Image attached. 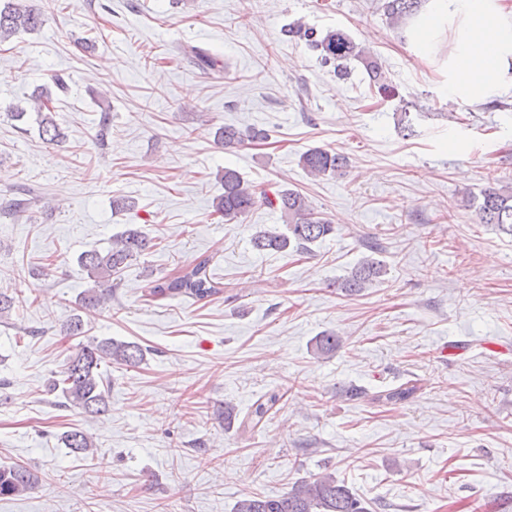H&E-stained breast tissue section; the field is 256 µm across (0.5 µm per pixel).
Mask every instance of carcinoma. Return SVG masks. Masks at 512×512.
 <instances>
[{"instance_id": "cac0c4a2", "label": "carcinoma", "mask_w": 512, "mask_h": 512, "mask_svg": "<svg viewBox=\"0 0 512 512\" xmlns=\"http://www.w3.org/2000/svg\"><path fill=\"white\" fill-rule=\"evenodd\" d=\"M420 0H386L385 11L394 23L415 14ZM46 22L45 11L24 0H0V43L8 41L19 32H34ZM298 37L320 52L324 63L339 66L356 59L365 64L370 78L379 83L384 77L372 60V56L360 47L343 29L324 33L301 23L286 31ZM188 53L203 69L211 70L217 60L202 47L192 46ZM52 89L45 87L27 105L20 103L10 107V114L17 120L24 119L28 112L36 114L38 133L48 144H58L64 132L53 117ZM219 145L226 150L237 148L247 141L268 139L262 130L240 129L232 125L220 127L215 132ZM300 162L314 178L337 175L347 166L346 158L332 150L321 147L305 151ZM224 193L213 202L215 212L231 221H242L257 204L253 186L231 168L224 169L221 177ZM271 206L279 207L285 229L260 228L251 238L252 248L258 252L309 253L315 244L335 232L331 222L316 215L307 198L300 192L281 189L266 198ZM468 202L475 208L481 224L512 238V187H487L478 195L469 196ZM152 247V238L135 224H127L106 250L90 249L78 257L79 265L87 270L92 286L85 289L79 298V308L91 311L102 307L112 298V278L133 260ZM387 264L374 256L363 257L346 275L336 280V287L347 296L357 295L366 288L383 280L387 275ZM220 292L218 283L210 273V258L202 257L182 267L174 277L157 280L151 286L154 296L191 297L198 301ZM342 340L332 331H324L313 340L312 349L319 357H329L340 348ZM145 357V350L137 342L113 338L94 340L80 348L69 358L53 389L61 392L62 406L77 408L91 416L107 412L109 407V380L101 371V365L117 364L134 368ZM423 386L418 381H408L397 387L377 391L370 401L379 406L407 402L413 399ZM282 395L276 390L264 394L253 403L243 416L239 428L247 433L261 426L271 411L281 402ZM65 447L77 458L94 452L92 437L85 431L75 429L64 433ZM41 483L38 472L22 464L0 466V497H18L36 490ZM232 512H369L366 504L357 498L344 481L333 473H323L310 480L296 482L280 496H265L256 492L243 494L234 504Z\"/></svg>"}]
</instances>
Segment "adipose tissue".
<instances>
[{
	"label": "adipose tissue",
	"instance_id": "1",
	"mask_svg": "<svg viewBox=\"0 0 512 512\" xmlns=\"http://www.w3.org/2000/svg\"><path fill=\"white\" fill-rule=\"evenodd\" d=\"M407 37L442 72L451 98L480 102L512 83V8L505 0H428Z\"/></svg>",
	"mask_w": 512,
	"mask_h": 512
}]
</instances>
